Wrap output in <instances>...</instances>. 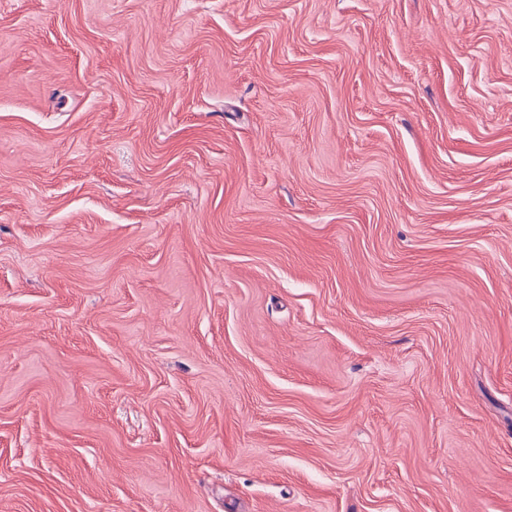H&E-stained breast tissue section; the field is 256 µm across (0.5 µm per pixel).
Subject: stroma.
I'll list each match as a JSON object with an SVG mask.
<instances>
[{
  "label": "stroma",
  "mask_w": 512,
  "mask_h": 512,
  "mask_svg": "<svg viewBox=\"0 0 512 512\" xmlns=\"http://www.w3.org/2000/svg\"><path fill=\"white\" fill-rule=\"evenodd\" d=\"M0 512H512V0H0Z\"/></svg>",
  "instance_id": "stroma-1"
}]
</instances>
